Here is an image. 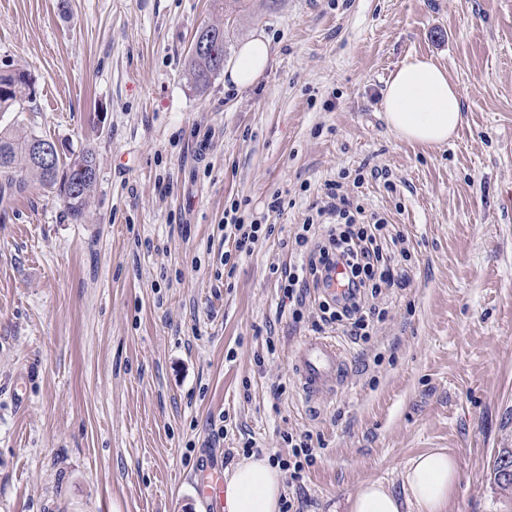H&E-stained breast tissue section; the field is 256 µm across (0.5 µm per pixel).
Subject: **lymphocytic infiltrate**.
Masks as SVG:
<instances>
[{
  "label": "lymphocytic infiltrate",
  "mask_w": 512,
  "mask_h": 512,
  "mask_svg": "<svg viewBox=\"0 0 512 512\" xmlns=\"http://www.w3.org/2000/svg\"><path fill=\"white\" fill-rule=\"evenodd\" d=\"M239 210L235 203L225 211L224 237L231 240L235 253L247 254L272 227L244 222ZM287 246L296 259L281 268L280 292L293 321L302 322L304 308L311 305L316 309L313 330L331 329L370 342L387 314L389 291L407 284L404 233L385 217L366 212L336 183L328 186L315 219L298 225ZM340 265L347 270L346 294L338 299L322 295L331 270Z\"/></svg>",
  "instance_id": "obj_1"
}]
</instances>
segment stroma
Masks as SVG:
<instances>
[{
	"instance_id": "1",
	"label": "stroma",
	"mask_w": 512,
	"mask_h": 512,
	"mask_svg": "<svg viewBox=\"0 0 512 512\" xmlns=\"http://www.w3.org/2000/svg\"><path fill=\"white\" fill-rule=\"evenodd\" d=\"M216 21L230 57L269 37L255 86L189 85ZM416 54L460 95L443 145L385 119ZM16 70L34 93L0 125L92 145L99 170L78 223L34 186L0 202V512H207L201 456L229 472L246 441L285 456L305 431L317 461L284 492L301 512L368 482L401 493L436 449L460 467L445 512H504L490 468L512 448V0H0V73ZM337 180L405 233L409 284L369 343L337 336L348 379L311 406L289 366L311 326L279 314L275 268ZM234 202L273 232L227 278Z\"/></svg>"
}]
</instances>
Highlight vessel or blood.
<instances>
[{"mask_svg": "<svg viewBox=\"0 0 512 512\" xmlns=\"http://www.w3.org/2000/svg\"><path fill=\"white\" fill-rule=\"evenodd\" d=\"M347 365L344 351L335 338L328 336L305 337L296 348L291 368L299 390L306 402L315 404L337 391ZM198 496L209 512H223L224 469L209 462L200 463L195 474Z\"/></svg>", "mask_w": 512, "mask_h": 512, "instance_id": "1", "label": "vessel or blood"}]
</instances>
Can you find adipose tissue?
Segmentation results:
<instances>
[{"instance_id":"ef3b65f1","label":"adipose tissue","mask_w":512,"mask_h":512,"mask_svg":"<svg viewBox=\"0 0 512 512\" xmlns=\"http://www.w3.org/2000/svg\"><path fill=\"white\" fill-rule=\"evenodd\" d=\"M271 44L264 34L254 35L238 49L224 72L225 82L244 89L265 73ZM386 121L402 140L440 145L453 138L464 116L458 91L448 71L434 59L408 57L391 76L384 92ZM457 461L447 452L432 450L412 459L403 474V493L384 485H363L340 506L344 512H444L458 481ZM283 478L268 456L241 459L224 482V512H280Z\"/></svg>"}]
</instances>
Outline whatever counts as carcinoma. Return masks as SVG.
Wrapping results in <instances>:
<instances>
[{
	"instance_id": "carcinoma-1",
	"label": "carcinoma",
	"mask_w": 512,
	"mask_h": 512,
	"mask_svg": "<svg viewBox=\"0 0 512 512\" xmlns=\"http://www.w3.org/2000/svg\"><path fill=\"white\" fill-rule=\"evenodd\" d=\"M212 36L218 42L219 54L226 53L224 25L209 24L199 29L195 38ZM213 59L208 54L191 53L187 79L197 89H202L217 76ZM32 80L24 72L0 74V112H21L31 94ZM44 136L21 125L0 127V199L12 190L23 191L36 185L45 193L60 198L70 217L80 221L95 190L98 179V161L95 149L85 147L72 151L57 160L53 173H47L34 159L35 143ZM512 463V453L496 457L492 467L493 482L505 501L512 503V471L504 473L503 459Z\"/></svg>"
}]
</instances>
